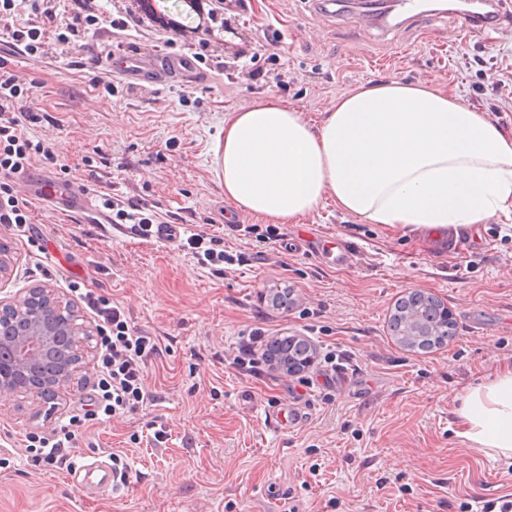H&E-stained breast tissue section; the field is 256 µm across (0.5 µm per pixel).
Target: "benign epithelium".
Listing matches in <instances>:
<instances>
[{
  "instance_id": "7a95c632",
  "label": "benign epithelium",
  "mask_w": 512,
  "mask_h": 512,
  "mask_svg": "<svg viewBox=\"0 0 512 512\" xmlns=\"http://www.w3.org/2000/svg\"><path fill=\"white\" fill-rule=\"evenodd\" d=\"M70 303L49 284L23 288L0 309L14 311L0 337V393L25 399L47 414L75 391L91 363L93 328L59 319Z\"/></svg>"
}]
</instances>
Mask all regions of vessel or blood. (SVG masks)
<instances>
[{
	"instance_id": "obj_1",
	"label": "vessel or blood",
	"mask_w": 512,
	"mask_h": 512,
	"mask_svg": "<svg viewBox=\"0 0 512 512\" xmlns=\"http://www.w3.org/2000/svg\"><path fill=\"white\" fill-rule=\"evenodd\" d=\"M395 15L384 20L381 27L386 32L400 33L401 29L415 21H427L428 16L421 11L419 0H395ZM494 13L498 24L512 20V5L507 0H481L480 5L471 11L461 13L464 30L472 35L480 34L484 28L487 13ZM112 75L132 81L152 80L163 82L172 78L196 80L198 68L191 60L178 53L149 54L138 50L118 47L106 62ZM27 198L43 200L46 198H67L77 212L104 223V216L94 205L95 195L88 185L78 182H49L38 177L26 176L22 179ZM265 422L278 431L285 432L300 424L302 414L294 404L279 401L266 407ZM68 479L80 487L86 496L94 497L101 493L119 491L124 478L107 462L83 460L75 463L68 472Z\"/></svg>"
}]
</instances>
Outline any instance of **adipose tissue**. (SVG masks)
<instances>
[{
  "label": "adipose tissue",
  "mask_w": 512,
  "mask_h": 512,
  "mask_svg": "<svg viewBox=\"0 0 512 512\" xmlns=\"http://www.w3.org/2000/svg\"><path fill=\"white\" fill-rule=\"evenodd\" d=\"M224 199L275 224L333 200L370 224L457 241L512 220V129L434 81L361 85L318 124L276 101L224 115ZM457 437L512 465V367L470 388Z\"/></svg>",
  "instance_id": "adipose-tissue-1"
}]
</instances>
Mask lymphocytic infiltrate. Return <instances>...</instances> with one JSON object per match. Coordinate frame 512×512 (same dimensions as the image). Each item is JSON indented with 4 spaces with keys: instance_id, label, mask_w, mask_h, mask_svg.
<instances>
[{
    "instance_id": "lymphocytic-infiltrate-1",
    "label": "lymphocytic infiltrate",
    "mask_w": 512,
    "mask_h": 512,
    "mask_svg": "<svg viewBox=\"0 0 512 512\" xmlns=\"http://www.w3.org/2000/svg\"><path fill=\"white\" fill-rule=\"evenodd\" d=\"M4 15L13 17L14 22L1 28L0 35L5 36L9 47L35 62L43 57L48 40L79 43L105 27L125 32L136 26L133 19L109 15H77L62 22L45 0H0V17ZM32 92V86L0 60V225L27 237L32 234L30 210L27 200L15 194L13 179L25 172L35 157L50 162L56 159L49 144L28 134V125L43 120L42 114L31 111L27 104ZM178 245L215 274H223L225 265L234 261L224 249L223 237L217 235L195 233L179 240ZM84 301L98 321V371L91 406L70 416L60 431L28 436L26 450L34 467L66 462L76 427L102 416L113 418L135 411L150 399L143 380L145 359L157 350L155 341L134 332L121 308L111 300L88 291Z\"/></svg>"
}]
</instances>
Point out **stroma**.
Segmentation results:
<instances>
[{"instance_id": "stroma-1", "label": "stroma", "mask_w": 512, "mask_h": 512, "mask_svg": "<svg viewBox=\"0 0 512 512\" xmlns=\"http://www.w3.org/2000/svg\"><path fill=\"white\" fill-rule=\"evenodd\" d=\"M57 11L123 15L137 28L100 30L85 52L53 45L39 62L9 56L10 68L37 84L34 111L54 118L29 133L53 144L57 162L35 158L32 171L51 177L65 166L97 197L152 206L183 235H223L225 251L244 261L215 275L176 245L41 201L31 205L41 247L0 227L11 258L0 298L48 283L95 324L78 284L111 299L158 347L145 366L151 402L76 432V452L126 460L115 496L86 497L67 468L35 469L24 451L26 433L88 403L94 372L49 418L0 394V512H500L512 501V466L461 444L451 420L470 386L512 366V228L493 219L445 246L327 202L302 223L281 225L286 246H264L229 229L254 218L225 202L216 148L234 108L272 99L315 121L337 95L390 80H435L511 130L512 97L495 96L492 83L512 72V33L471 36L442 16L408 28L398 46L357 11L329 14L314 0H202L196 12L183 0H59ZM275 35L282 42L273 60L263 44ZM121 44L202 53L206 78L192 86L121 80L118 95L101 96L90 56ZM255 69L261 79L251 78ZM95 154L103 161L87 170L83 160ZM301 238L347 252L332 264L298 252ZM284 286L296 302L272 306ZM410 290L448 307L457 333L445 347L422 353L394 342L388 318ZM257 327L335 353L332 384L310 369L296 378L276 366L251 374L230 364L226 350ZM283 400L304 410L287 432L262 419L265 406ZM160 428L162 443L153 438Z\"/></svg>"}]
</instances>
